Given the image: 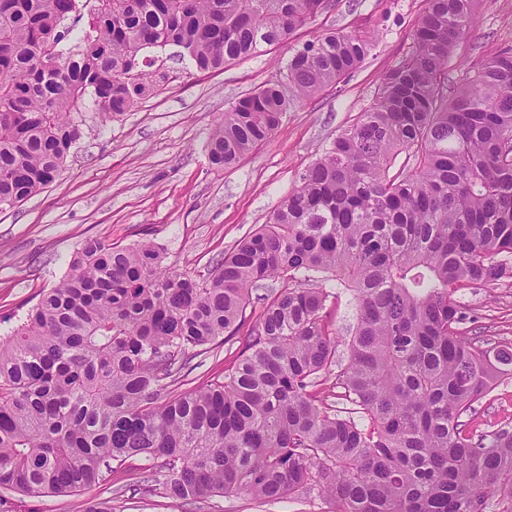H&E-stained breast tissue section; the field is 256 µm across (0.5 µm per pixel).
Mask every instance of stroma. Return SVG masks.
<instances>
[{"instance_id": "stroma-1", "label": "stroma", "mask_w": 512, "mask_h": 512, "mask_svg": "<svg viewBox=\"0 0 512 512\" xmlns=\"http://www.w3.org/2000/svg\"><path fill=\"white\" fill-rule=\"evenodd\" d=\"M423 8L424 0H332L331 9L292 41L210 73L160 52L158 63L169 75L164 86L106 125L94 111L84 112L81 136L60 176L20 207L0 213V330L21 324L88 238L124 245L151 240L176 269L206 280L224 251L266 223L299 174L372 103L381 77L409 52ZM477 13L478 26L459 44L455 59L475 60L512 45V0H479ZM328 29L363 30L376 47L338 88L287 113L279 129L237 166H212L206 145L215 115L276 81L292 46ZM456 297L470 312L468 330L512 339V278ZM476 410L477 430L512 424V379ZM145 465L131 459L70 496L29 497L0 488V497L9 512H84L91 499L111 501L115 512H328L315 493L266 504L246 495L188 504L158 492L130 491Z\"/></svg>"}]
</instances>
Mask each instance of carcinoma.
I'll use <instances>...</instances> for the list:
<instances>
[{"instance_id":"obj_1","label":"carcinoma","mask_w":512,"mask_h":512,"mask_svg":"<svg viewBox=\"0 0 512 512\" xmlns=\"http://www.w3.org/2000/svg\"><path fill=\"white\" fill-rule=\"evenodd\" d=\"M476 4L425 0L370 106L207 280L148 241L81 244L0 336L1 488L75 493L142 458L161 463L138 489L183 501L315 491L329 512H512V426L466 421L512 375V341L469 335L455 299L512 277V45L448 80ZM330 6L0 0V212L55 181L82 113L107 124L159 91L150 50L221 70ZM374 46L329 29L293 49L281 80L219 114L210 163H239ZM340 286L356 311L344 340ZM218 339L240 345L224 380L174 388Z\"/></svg>"}]
</instances>
